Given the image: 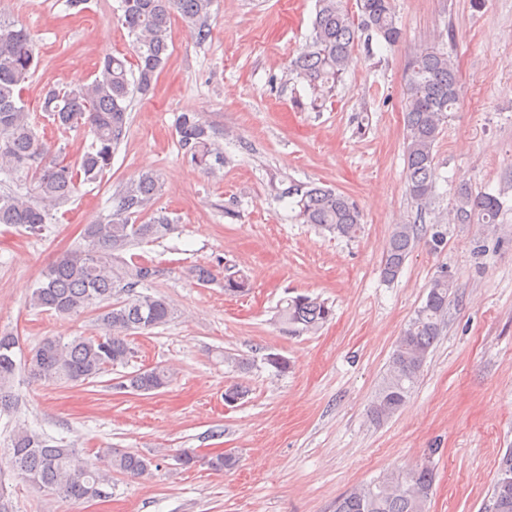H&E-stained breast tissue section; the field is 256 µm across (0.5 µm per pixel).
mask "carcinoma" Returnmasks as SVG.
<instances>
[{
	"label": "carcinoma",
	"instance_id": "cac0c4a2",
	"mask_svg": "<svg viewBox=\"0 0 512 512\" xmlns=\"http://www.w3.org/2000/svg\"><path fill=\"white\" fill-rule=\"evenodd\" d=\"M217 0H120L121 22L134 37L135 63L113 54L99 62L91 82L48 91L42 110L62 132L84 128L92 135L86 152L72 161L39 136L23 99L25 84L37 67L30 32L0 19V173L18 183V189L0 192V224H16L33 233L50 223L51 210L71 199L80 185L97 181L111 166L112 153L128 127L133 97L147 95L169 50V23L180 14L198 45L211 35ZM373 32L386 45L402 39L391 0H359V14L345 0H317L309 42L294 60L298 78L305 81L314 100L331 93L352 61L359 33ZM408 94L404 109V161L407 193L420 211L433 200L435 148L447 113L459 102L460 86L454 60L441 51L426 50L407 66ZM175 130L183 155L196 167L215 174L224 167V152L198 112H183ZM161 191L160 176L141 170L112 195V213L106 222L87 224L84 247L49 264L31 294V305L58 316L100 310L102 336H46L26 359L29 374L49 386H80L110 368L125 367L135 357L129 338L167 324L177 314L164 295L142 292L150 287L156 270L146 263L130 264L122 252L144 242L163 239L177 229L174 219L154 208ZM280 196L297 197V220L339 237L352 239L360 231V212L345 194L326 186L288 187ZM501 210L499 198L475 193L462 183L455 194L454 220L458 224H493ZM417 224L394 225L381 268L382 278L393 281L416 247ZM457 284L448 272L431 281L425 301L398 337L389 367L370 406L377 424L398 414L409 401L423 367L434 349L448 316V304ZM248 278L224 274V294L242 296ZM333 318L327 302L307 295L283 301L276 321L292 334L315 333ZM19 338L0 333V413L16 403L12 391L18 370ZM172 369L157 365L125 376L120 387L152 393L169 387ZM234 456L213 455L207 466L214 471L233 469ZM13 471L33 485L71 501L85 502L103 486L111 473L143 476L151 459L131 451L112 452L105 466L82 457L75 449L55 446L42 435L19 427L12 438ZM434 469L394 468L376 481L362 485L336 500L334 512H429L435 491ZM512 512V451L498 463L496 476L482 512Z\"/></svg>",
	"mask_w": 512,
	"mask_h": 512
}]
</instances>
